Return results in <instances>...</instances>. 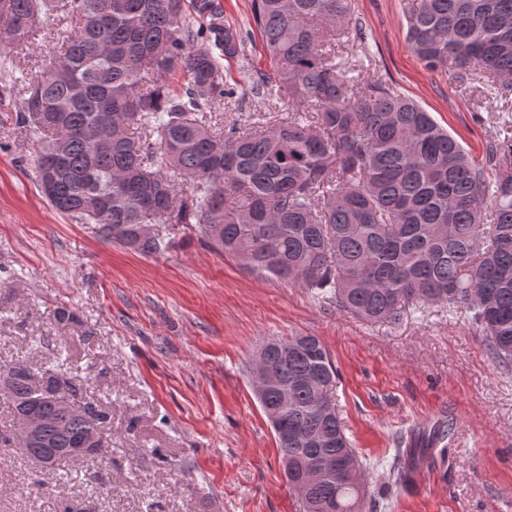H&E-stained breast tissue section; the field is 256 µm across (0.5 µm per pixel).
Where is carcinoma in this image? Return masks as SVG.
Wrapping results in <instances>:
<instances>
[{
	"label": "carcinoma",
	"mask_w": 512,
	"mask_h": 512,
	"mask_svg": "<svg viewBox=\"0 0 512 512\" xmlns=\"http://www.w3.org/2000/svg\"><path fill=\"white\" fill-rule=\"evenodd\" d=\"M57 11L70 27L22 78L21 114L39 134L35 181L54 182V210L144 255L167 242L140 236V225L194 224L243 268L367 322L396 325L432 306L462 312L493 359L512 364V134L490 142L481 165L386 80L350 75L342 51L367 44L363 26L349 24L352 0H251L245 27L215 0H0L10 39L0 64ZM406 26L428 68L452 67L458 83L496 96L512 87V0H417ZM255 30L266 66L249 74L251 90L266 111L286 105L291 115L220 125L213 113L239 86L223 61L243 55ZM106 117L109 136L90 137ZM257 353L272 372L257 401L283 421L272 425L280 461L336 458V472L300 494L305 512H367L372 493L336 410L325 344L299 334ZM5 387L13 418L29 408L42 417L38 442L19 444L33 459L49 451L63 467L85 438L104 444L106 407L88 399L89 419L65 401L84 394L80 376L19 363ZM418 439L398 440V486L424 461Z\"/></svg>",
	"instance_id": "1"
}]
</instances>
